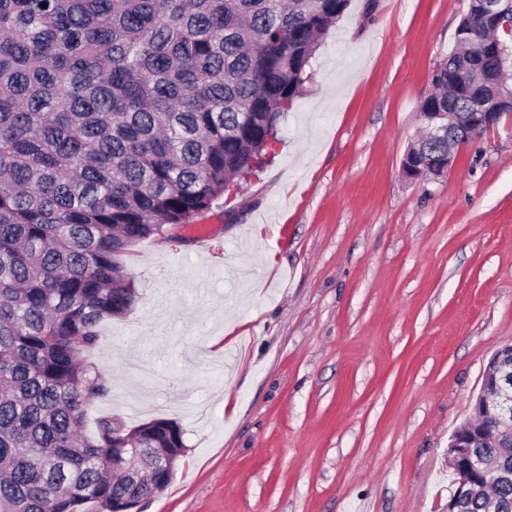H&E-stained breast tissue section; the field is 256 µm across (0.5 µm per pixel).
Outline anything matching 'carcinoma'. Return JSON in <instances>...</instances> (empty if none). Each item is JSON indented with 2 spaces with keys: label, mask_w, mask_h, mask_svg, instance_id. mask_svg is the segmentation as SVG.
Masks as SVG:
<instances>
[{
  "label": "carcinoma",
  "mask_w": 512,
  "mask_h": 512,
  "mask_svg": "<svg viewBox=\"0 0 512 512\" xmlns=\"http://www.w3.org/2000/svg\"><path fill=\"white\" fill-rule=\"evenodd\" d=\"M351 0H0V512H126L163 492L184 454L177 421L129 429L84 359L135 301L124 257L190 224L251 170ZM472 0L421 112H465L448 73L468 44L512 77V0L477 32ZM448 153V139H419ZM467 455L512 471L494 423ZM455 512H512V480L477 483Z\"/></svg>",
  "instance_id": "carcinoma-1"
}]
</instances>
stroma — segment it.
Here are the masks:
<instances>
[{"mask_svg":"<svg viewBox=\"0 0 512 512\" xmlns=\"http://www.w3.org/2000/svg\"><path fill=\"white\" fill-rule=\"evenodd\" d=\"M468 0H351L278 125L276 154L135 243L132 311L87 362L90 417L177 421L143 512H442L448 439L512 344V126L408 182L419 105Z\"/></svg>","mask_w":512,"mask_h":512,"instance_id":"obj_1","label":"stroma"}]
</instances>
